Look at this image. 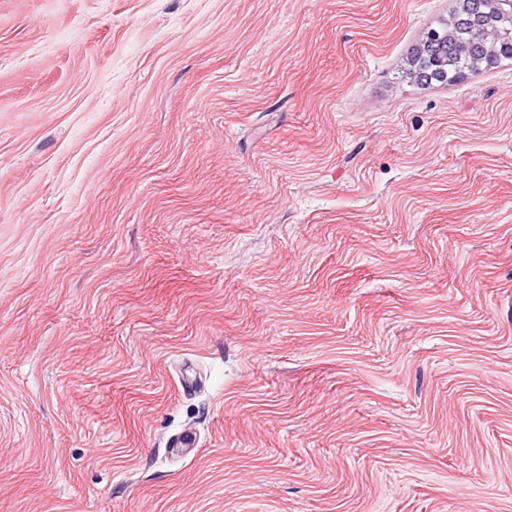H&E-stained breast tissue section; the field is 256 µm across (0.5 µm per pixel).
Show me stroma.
<instances>
[{
	"mask_svg": "<svg viewBox=\"0 0 512 512\" xmlns=\"http://www.w3.org/2000/svg\"><path fill=\"white\" fill-rule=\"evenodd\" d=\"M455 5L0 0V512H512V64L404 75Z\"/></svg>",
	"mask_w": 512,
	"mask_h": 512,
	"instance_id": "stroma-1",
	"label": "stroma"
}]
</instances>
